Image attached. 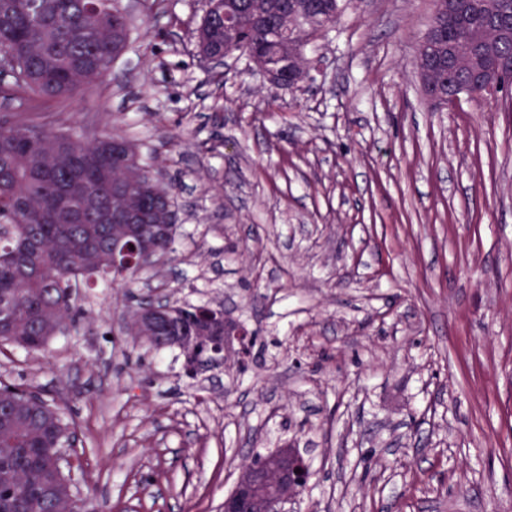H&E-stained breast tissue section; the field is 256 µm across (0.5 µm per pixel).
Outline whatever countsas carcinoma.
<instances>
[{
    "mask_svg": "<svg viewBox=\"0 0 512 512\" xmlns=\"http://www.w3.org/2000/svg\"><path fill=\"white\" fill-rule=\"evenodd\" d=\"M348 0H222L195 30L196 47L263 57L302 56L303 35L338 21ZM433 0V36L419 42V59L437 81L453 78L475 100L483 89L464 71L448 70V48L474 36L509 34L492 64L502 94L512 99V0ZM239 21L224 30L223 14ZM131 20L120 0H0V68L12 82L0 98L19 99L24 117H0V342L28 352L45 349L73 323L79 291L97 278L132 285L139 271L114 258L112 240L127 235L130 212L166 224L158 255L178 231L174 189L153 178L134 144L102 134L80 138L46 123L45 105L63 101L112 70L125 50ZM186 335L203 325L178 301ZM73 434L65 412L25 384L0 382V512H70V479L59 472L60 437Z\"/></svg>",
    "mask_w": 512,
    "mask_h": 512,
    "instance_id": "obj_1",
    "label": "carcinoma"
}]
</instances>
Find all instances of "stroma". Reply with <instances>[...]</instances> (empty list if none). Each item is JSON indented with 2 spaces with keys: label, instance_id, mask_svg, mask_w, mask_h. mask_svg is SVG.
I'll list each match as a JSON object with an SVG mask.
<instances>
[{
  "label": "stroma",
  "instance_id": "obj_1",
  "mask_svg": "<svg viewBox=\"0 0 512 512\" xmlns=\"http://www.w3.org/2000/svg\"><path fill=\"white\" fill-rule=\"evenodd\" d=\"M432 0H353L304 43L307 81L207 70L206 0H160L66 128L138 144L180 235L132 290L0 379L57 401L93 512H221L250 451L307 449L291 512H512V102L439 108L416 70ZM223 306L247 370L182 374L130 334L134 296Z\"/></svg>",
  "mask_w": 512,
  "mask_h": 512
}]
</instances>
